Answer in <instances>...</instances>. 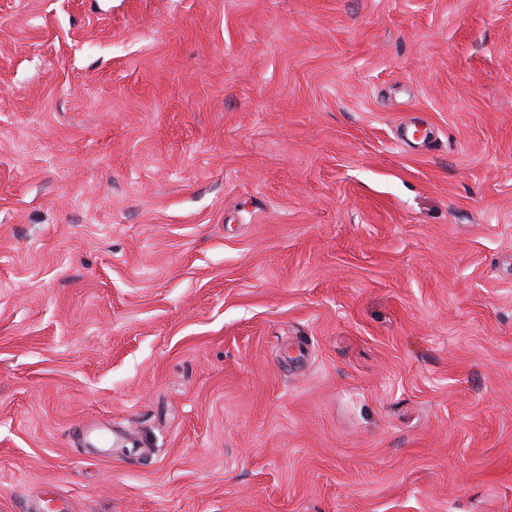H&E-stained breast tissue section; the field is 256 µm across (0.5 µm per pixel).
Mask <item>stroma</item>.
Masks as SVG:
<instances>
[{
	"label": "stroma",
	"mask_w": 512,
	"mask_h": 512,
	"mask_svg": "<svg viewBox=\"0 0 512 512\" xmlns=\"http://www.w3.org/2000/svg\"><path fill=\"white\" fill-rule=\"evenodd\" d=\"M47 493L512 512V0H0V512Z\"/></svg>",
	"instance_id": "1"
}]
</instances>
